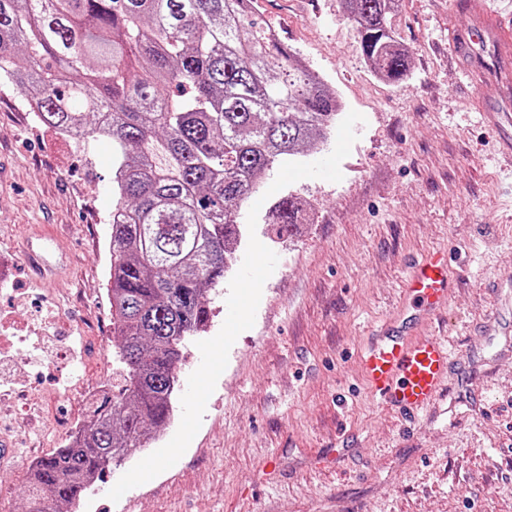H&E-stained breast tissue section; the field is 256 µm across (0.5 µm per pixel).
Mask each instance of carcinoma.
I'll list each match as a JSON object with an SVG mask.
<instances>
[{"label": "carcinoma", "mask_w": 512, "mask_h": 512, "mask_svg": "<svg viewBox=\"0 0 512 512\" xmlns=\"http://www.w3.org/2000/svg\"><path fill=\"white\" fill-rule=\"evenodd\" d=\"M398 2L343 0L365 60L391 82L410 71L391 26ZM256 14L253 0H0V73L33 89L41 125L112 142L116 213L107 292L120 375L81 435L35 462L27 512H76L92 480L170 425L185 345L242 235L237 207L336 123V95ZM297 223L280 198L274 234Z\"/></svg>", "instance_id": "carcinoma-1"}]
</instances>
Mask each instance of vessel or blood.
Segmentation results:
<instances>
[{
    "label": "vessel or blood",
    "mask_w": 512,
    "mask_h": 512,
    "mask_svg": "<svg viewBox=\"0 0 512 512\" xmlns=\"http://www.w3.org/2000/svg\"><path fill=\"white\" fill-rule=\"evenodd\" d=\"M469 27L448 34L450 56L468 85L492 82L499 87L493 103H478L484 123L498 130L512 151V83L503 75L512 66V16L505 18L491 10L486 0H471ZM42 266L56 270L58 249L54 237L37 233ZM452 253L438 248L410 267L403 291L420 325L419 331L395 335L386 333L362 359V373L380 405L396 409L407 419L436 407L448 382L452 350L445 338L422 335L442 313L452 284L449 267Z\"/></svg>",
    "instance_id": "b4317fda"
}]
</instances>
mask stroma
Here are the masks:
<instances>
[{"label":"stroma","instance_id":"obj_1","mask_svg":"<svg viewBox=\"0 0 512 512\" xmlns=\"http://www.w3.org/2000/svg\"><path fill=\"white\" fill-rule=\"evenodd\" d=\"M257 2L342 113L364 121L341 181L282 188L302 214L290 238L269 240L263 203L256 236L279 261L184 455L115 502L112 485L149 454L129 449L78 512H512V161L474 106L495 87H469L449 60L448 30L469 16L452 0H401L392 25L412 65L392 83L370 69L342 0ZM29 115L21 89L0 86V261L16 285L0 312L12 314L13 334L39 341L20 360L0 356V422L17 447L0 464V512H23L31 459L67 441L59 416L83 420L117 368L112 146L64 139ZM41 224L69 256L47 282L23 250ZM442 246L463 259L431 330L458 355L443 401L408 423L373 398L361 359L400 310L411 261ZM23 390L42 395L29 419L16 415ZM328 448L342 449L337 463L307 467Z\"/></svg>","mask_w":512,"mask_h":512}]
</instances>
